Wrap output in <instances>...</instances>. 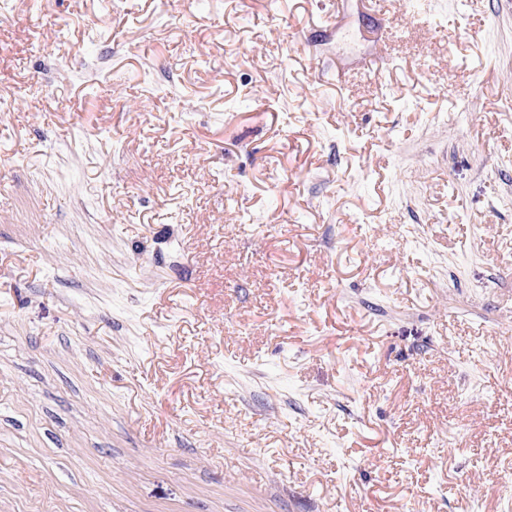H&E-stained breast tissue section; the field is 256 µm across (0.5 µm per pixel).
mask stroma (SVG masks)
<instances>
[{"instance_id": "35a3bbf8", "label": "stroma", "mask_w": 512, "mask_h": 512, "mask_svg": "<svg viewBox=\"0 0 512 512\" xmlns=\"http://www.w3.org/2000/svg\"><path fill=\"white\" fill-rule=\"evenodd\" d=\"M10 7L0 512H512V5Z\"/></svg>"}]
</instances>
